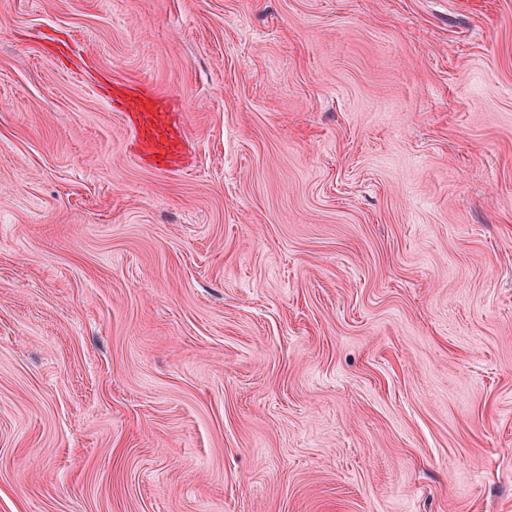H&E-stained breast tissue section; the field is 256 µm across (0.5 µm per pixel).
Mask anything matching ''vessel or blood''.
<instances>
[{"instance_id":"obj_1","label":"vessel or blood","mask_w":512,"mask_h":512,"mask_svg":"<svg viewBox=\"0 0 512 512\" xmlns=\"http://www.w3.org/2000/svg\"><path fill=\"white\" fill-rule=\"evenodd\" d=\"M122 105L141 153L151 158L158 169L177 166L186 147L185 132L169 104L151 92L134 88L125 95Z\"/></svg>"}]
</instances>
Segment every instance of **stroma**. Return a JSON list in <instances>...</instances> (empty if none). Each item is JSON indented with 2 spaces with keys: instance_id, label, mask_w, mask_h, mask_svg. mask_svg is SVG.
Listing matches in <instances>:
<instances>
[{
  "instance_id": "35a3bbf8",
  "label": "stroma",
  "mask_w": 512,
  "mask_h": 512,
  "mask_svg": "<svg viewBox=\"0 0 512 512\" xmlns=\"http://www.w3.org/2000/svg\"><path fill=\"white\" fill-rule=\"evenodd\" d=\"M0 512H512V0H0ZM120 103L135 130L140 152L160 170L177 166L186 147L185 132L169 104L153 93L131 88Z\"/></svg>"
}]
</instances>
